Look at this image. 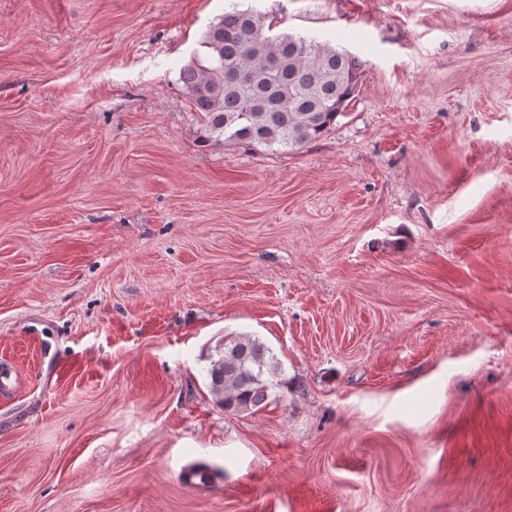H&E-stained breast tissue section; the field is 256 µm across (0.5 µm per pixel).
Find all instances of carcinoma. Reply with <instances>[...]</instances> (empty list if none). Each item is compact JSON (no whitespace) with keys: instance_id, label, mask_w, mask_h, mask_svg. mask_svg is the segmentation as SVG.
<instances>
[{"instance_id":"carcinoma-1","label":"carcinoma","mask_w":512,"mask_h":512,"mask_svg":"<svg viewBox=\"0 0 512 512\" xmlns=\"http://www.w3.org/2000/svg\"><path fill=\"white\" fill-rule=\"evenodd\" d=\"M181 80L205 138L254 149L298 150L321 138L355 97L360 64L314 39L272 34L266 17L232 8L210 25ZM207 388L227 412L257 411L281 388L263 341L224 335L207 355Z\"/></svg>"}]
</instances>
